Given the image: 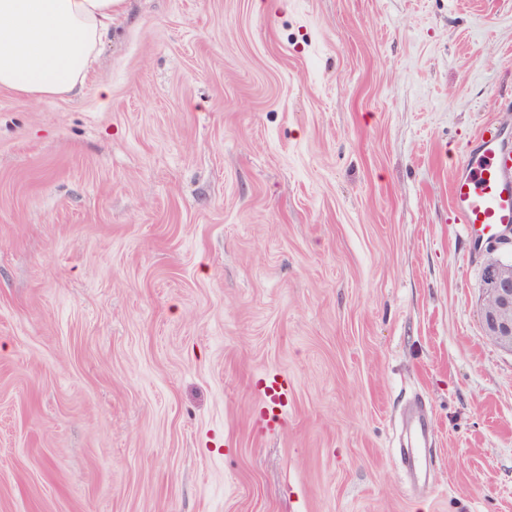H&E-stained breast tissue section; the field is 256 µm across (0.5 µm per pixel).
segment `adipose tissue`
<instances>
[{
    "mask_svg": "<svg viewBox=\"0 0 512 512\" xmlns=\"http://www.w3.org/2000/svg\"><path fill=\"white\" fill-rule=\"evenodd\" d=\"M125 0H0V90L79 92Z\"/></svg>",
    "mask_w": 512,
    "mask_h": 512,
    "instance_id": "1",
    "label": "adipose tissue"
}]
</instances>
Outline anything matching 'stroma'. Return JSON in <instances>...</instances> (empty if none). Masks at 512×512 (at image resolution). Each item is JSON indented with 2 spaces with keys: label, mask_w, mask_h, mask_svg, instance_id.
Returning a JSON list of instances; mask_svg holds the SVG:
<instances>
[{
  "label": "stroma",
  "mask_w": 512,
  "mask_h": 512,
  "mask_svg": "<svg viewBox=\"0 0 512 512\" xmlns=\"http://www.w3.org/2000/svg\"><path fill=\"white\" fill-rule=\"evenodd\" d=\"M509 101L512 0H126L80 93L0 91V512H512L449 203ZM408 442L406 448V461L411 471L420 469V449L427 448L426 440L429 435V423L424 415L415 413L407 422Z\"/></svg>",
  "instance_id": "35a3bbf8"
}]
</instances>
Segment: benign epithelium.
Returning <instances> with one entry per match:
<instances>
[{
    "label": "benign epithelium",
    "instance_id": "1",
    "mask_svg": "<svg viewBox=\"0 0 512 512\" xmlns=\"http://www.w3.org/2000/svg\"><path fill=\"white\" fill-rule=\"evenodd\" d=\"M512 245V236L504 234L485 247L484 295L482 318L486 335L501 348L512 352V264L499 257Z\"/></svg>",
    "mask_w": 512,
    "mask_h": 512
}]
</instances>
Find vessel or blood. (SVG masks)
Returning <instances> with one entry per match:
<instances>
[{
    "mask_svg": "<svg viewBox=\"0 0 512 512\" xmlns=\"http://www.w3.org/2000/svg\"><path fill=\"white\" fill-rule=\"evenodd\" d=\"M450 199L455 223L475 240L496 239L501 228L512 225V148L503 146L496 132L478 136L452 176ZM407 433L406 461L416 471L429 435L425 416L413 414Z\"/></svg>",
    "mask_w": 512,
    "mask_h": 512,
    "instance_id": "b4317fda",
    "label": "vessel or blood"
}]
</instances>
